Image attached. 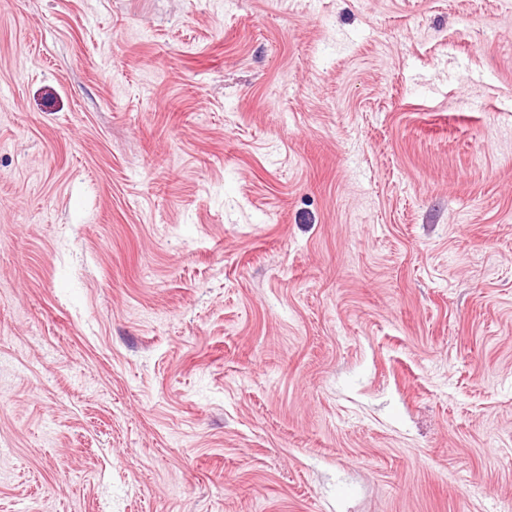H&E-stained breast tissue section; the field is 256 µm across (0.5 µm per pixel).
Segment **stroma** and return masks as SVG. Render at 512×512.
Wrapping results in <instances>:
<instances>
[{
  "label": "stroma",
  "mask_w": 512,
  "mask_h": 512,
  "mask_svg": "<svg viewBox=\"0 0 512 512\" xmlns=\"http://www.w3.org/2000/svg\"><path fill=\"white\" fill-rule=\"evenodd\" d=\"M0 512H512V0H0Z\"/></svg>",
  "instance_id": "obj_1"
}]
</instances>
